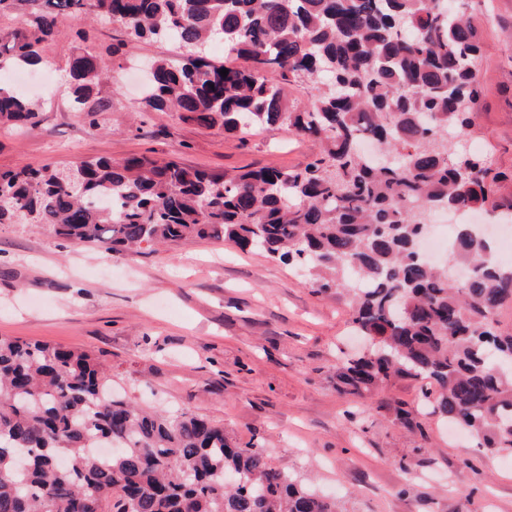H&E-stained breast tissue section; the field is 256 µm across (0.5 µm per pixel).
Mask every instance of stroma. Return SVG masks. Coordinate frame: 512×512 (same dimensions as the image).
<instances>
[{"label":"stroma","instance_id":"35a3bbf8","mask_svg":"<svg viewBox=\"0 0 512 512\" xmlns=\"http://www.w3.org/2000/svg\"><path fill=\"white\" fill-rule=\"evenodd\" d=\"M481 30L484 95L473 143L512 171V0H468ZM43 63L20 89L38 99L33 131L0 124V170L131 156L172 158L211 171L291 170L317 151L269 127L227 134L144 112L147 64L176 60L172 44L123 48L89 127L68 102L76 47L108 55L121 35L81 13L63 18ZM0 336L85 350L138 405L184 410L222 424L239 444L335 499L339 512H512V464L452 435L399 378L356 400L337 392L336 362L362 353L346 294H320L295 267L224 240L192 238L127 256L73 245L45 224H0ZM420 429L396 419L398 405Z\"/></svg>","mask_w":512,"mask_h":512}]
</instances>
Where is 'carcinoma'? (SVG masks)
<instances>
[{
    "instance_id": "obj_1",
    "label": "carcinoma",
    "mask_w": 512,
    "mask_h": 512,
    "mask_svg": "<svg viewBox=\"0 0 512 512\" xmlns=\"http://www.w3.org/2000/svg\"><path fill=\"white\" fill-rule=\"evenodd\" d=\"M88 13L133 41L176 44L152 61L144 111L226 133L278 126L315 158L283 172L192 169L149 156L0 171V224H48L74 244L138 253L224 238L310 265L320 293L351 297V323L378 339L336 364V389L363 398L396 378L434 387L433 413L512 455V264L471 225L446 263L419 252L429 210L478 206L512 216V172L469 150L482 94L481 43L466 0H0L26 19L0 33V70L38 66L60 18ZM220 37L244 64L197 54ZM111 64L86 48L68 61L73 107L89 105ZM228 70L223 77L220 70ZM330 77L308 107L288 87ZM40 104L0 83V124L40 126ZM369 137L394 155L357 151ZM99 358L0 336V512H336V504L224 427L112 394Z\"/></svg>"
}]
</instances>
